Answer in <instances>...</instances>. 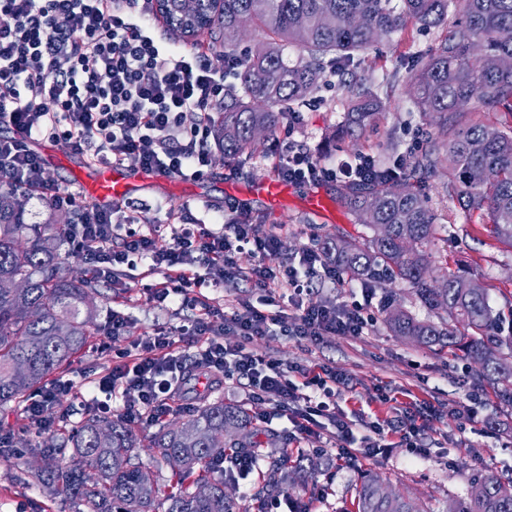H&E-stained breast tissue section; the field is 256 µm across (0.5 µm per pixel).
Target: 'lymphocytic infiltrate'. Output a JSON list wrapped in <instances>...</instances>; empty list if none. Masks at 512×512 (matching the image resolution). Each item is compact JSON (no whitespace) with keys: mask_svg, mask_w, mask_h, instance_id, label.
I'll list each match as a JSON object with an SVG mask.
<instances>
[{"mask_svg":"<svg viewBox=\"0 0 512 512\" xmlns=\"http://www.w3.org/2000/svg\"><path fill=\"white\" fill-rule=\"evenodd\" d=\"M155 0H0V123L12 136L0 138V182L37 187L57 209L80 208L81 217L66 244L76 248L99 279H118L139 261L160 280L147 284L162 306L199 304L190 325L159 331L117 349L126 317L113 311L98 353L109 358L91 381L94 393L121 400L119 416L135 426L158 423L174 408L176 381L199 373L208 381L246 386L251 398L289 413L293 441L318 434L323 421L336 429L341 446L337 460L374 456L389 438L399 437L413 450L438 411L421 400L392 422L372 421L363 449L350 447L352 424L336 411V397L349 381L326 367H281L248 351L254 338L280 330L313 343L325 336H359L369 323L362 304H313L308 300L317 271L334 281L343 274L317 248L307 249L298 265L277 264L278 237L257 235L254 227L228 206L221 227L204 222L180 225L171 234L124 229L122 202L109 206L78 202L74 193L53 187L40 154L39 141H65L73 152L94 161L125 163L164 175L199 176L208 166L204 134L214 110L224 102V77L237 63L215 68L205 52L163 46L153 34ZM53 73L45 82V73ZM293 184L376 171L373 157L328 168L295 139L282 142L273 167ZM256 255L248 271L234 256ZM244 274L266 297L261 305L244 301L223 323L214 324L215 307L198 301L196 288L223 285L227 276ZM287 293L280 305L279 293ZM234 343H225V336ZM75 380L55 377L25 405L37 433L55 424L63 400L82 401Z\"/></svg>","mask_w":512,"mask_h":512,"instance_id":"lymphocytic-infiltrate-1","label":"lymphocytic infiltrate"}]
</instances>
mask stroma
Here are the masks:
<instances>
[{"mask_svg":"<svg viewBox=\"0 0 512 512\" xmlns=\"http://www.w3.org/2000/svg\"><path fill=\"white\" fill-rule=\"evenodd\" d=\"M438 36L435 29L414 31L398 42L382 40L367 51L358 72L385 101L386 118L361 139L359 146L327 140L349 106L346 90L333 77L298 107L300 122L295 127V139L303 141L311 154L328 167L355 157L360 151L373 153L380 162L397 153L413 152L421 139L422 120L409 94V72L412 63L425 61ZM284 137V129H277L252 154L231 162L225 161L218 148H211L204 176L176 178L127 196L128 223L146 233L187 212L214 221L218 211L234 202L226 193L227 184L255 183L272 176L279 142ZM243 212L259 232L278 233L277 260L283 265L298 263L302 252L315 246L317 239L349 238L366 232L365 226L357 224L343 208H336L334 220L325 221L305 211L296 196L274 211L250 201ZM448 221L456 229L449 232L446 249H433L434 262L448 263L484 286L491 306L501 314L503 335L512 334V252L489 237L482 225H468V232H461V225L466 223L457 211H449ZM147 269V264L137 263L122 277L124 293L108 288L95 299L99 323H106L116 309L126 316L125 333L119 337L118 346L151 336L159 329L182 326L191 316L190 309L163 308L151 299L145 289ZM367 296L371 302L366 311L372 322L361 336H327L317 344L289 336H261L253 340L250 348L255 354L286 365L319 363L346 374L353 389L337 396L336 408L355 423L361 414L371 419H389L413 395L431 400L439 415L424 432L426 452L419 456L405 447L386 448L381 454L351 465L318 456L314 473L298 476L294 485L277 494L273 512H351L357 477L367 469L387 479L395 491L425 501L432 512H444L449 499L467 497L475 472L512 474V409L500 404L492 386L475 385L465 361L388 331L384 323L388 299H395L418 318L426 316L408 284L374 283ZM383 390L389 394V401H380ZM221 394L225 403L242 406L250 415H267L263 428L275 435L253 470L232 474L224 484L239 512H257L255 494L267 477L270 462L282 458L292 462L297 458L295 444L288 441L293 426L287 417L274 414L271 404L248 398L239 385H223ZM0 421L16 431L13 455L0 457V512H76L75 504L27 482L25 471L37 464V451L51 444V434L33 436L25 409L18 405L0 411ZM364 433L356 423L355 436Z\"/></svg>","mask_w":512,"mask_h":512,"instance_id":"1","label":"stroma"}]
</instances>
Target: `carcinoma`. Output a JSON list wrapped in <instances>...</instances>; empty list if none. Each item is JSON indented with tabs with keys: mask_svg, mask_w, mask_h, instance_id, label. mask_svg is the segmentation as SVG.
Listing matches in <instances>:
<instances>
[{
	"mask_svg": "<svg viewBox=\"0 0 512 512\" xmlns=\"http://www.w3.org/2000/svg\"><path fill=\"white\" fill-rule=\"evenodd\" d=\"M163 2L166 19L187 10L197 22L180 37L206 32L214 55L241 58L210 129L229 161L257 143L254 129L273 133L327 75L339 78L349 94V110L329 139L363 138L385 112L366 79H346L355 56L415 26L443 29L413 75V103L425 124L420 150L377 166L372 179L343 180L341 206L371 234L327 238L319 246L350 279L407 283L429 316L421 320L394 307L385 319L388 329L427 348L462 352L475 365L476 383L500 386L499 400L512 407V336L501 334L487 289L446 263L430 276L429 250L447 241L448 225L418 192L427 175L444 172L443 196L467 217L491 223L495 239L512 249V70L490 69L475 53L481 48L512 57V0ZM241 18L263 34L243 48L232 42ZM290 45L299 49L292 64L284 57ZM490 114L499 118L492 122ZM34 193L32 186H0V408L27 401L99 332L93 300L101 284L87 274L61 275L57 240L64 224L53 212L42 223L27 220ZM450 323L463 333H448ZM251 423L246 410L211 398L209 390L191 418L152 432L91 410L42 451L35 482L83 512H237L215 464L234 452L261 456L263 441L246 439ZM220 432L225 439L209 441ZM145 446L156 450L157 463L178 456L183 466L163 481L145 479L139 454ZM291 479L286 463L273 461L259 498L287 488ZM471 484L482 495L452 500L446 512H512V478L477 473ZM388 487L361 473L354 512H429L417 498L385 494Z\"/></svg>",
	"mask_w": 512,
	"mask_h": 512,
	"instance_id": "carcinoma-1",
	"label": "carcinoma"
}]
</instances>
